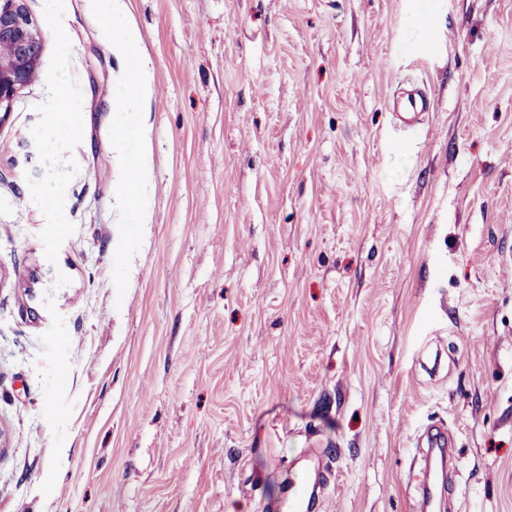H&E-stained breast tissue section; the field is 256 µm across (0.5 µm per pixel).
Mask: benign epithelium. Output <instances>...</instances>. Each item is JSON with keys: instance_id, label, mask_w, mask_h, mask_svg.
<instances>
[{"instance_id": "1", "label": "benign epithelium", "mask_w": 512, "mask_h": 512, "mask_svg": "<svg viewBox=\"0 0 512 512\" xmlns=\"http://www.w3.org/2000/svg\"><path fill=\"white\" fill-rule=\"evenodd\" d=\"M42 50V36L29 18L26 0H0V122L18 92L36 77Z\"/></svg>"}]
</instances>
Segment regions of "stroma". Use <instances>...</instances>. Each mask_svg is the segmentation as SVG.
Here are the masks:
<instances>
[{
	"mask_svg": "<svg viewBox=\"0 0 512 512\" xmlns=\"http://www.w3.org/2000/svg\"><path fill=\"white\" fill-rule=\"evenodd\" d=\"M119 3L26 0L0 512H268L304 448L416 512L434 421L449 512H512V0ZM421 438L428 447V453L432 455L439 454L440 459L446 460V453L450 447V438L445 427L430 425L422 431Z\"/></svg>",
	"mask_w": 512,
	"mask_h": 512,
	"instance_id": "stroma-1",
	"label": "stroma"
}]
</instances>
